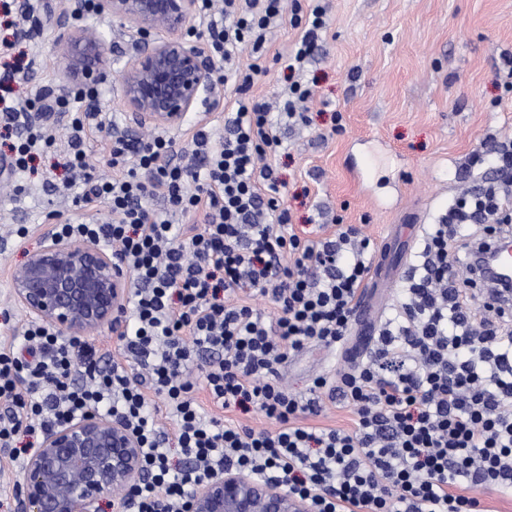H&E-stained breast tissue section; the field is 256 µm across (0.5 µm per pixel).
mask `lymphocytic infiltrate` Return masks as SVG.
<instances>
[{"instance_id": "1", "label": "lymphocytic infiltrate", "mask_w": 512, "mask_h": 512, "mask_svg": "<svg viewBox=\"0 0 512 512\" xmlns=\"http://www.w3.org/2000/svg\"><path fill=\"white\" fill-rule=\"evenodd\" d=\"M282 0H224L207 30L220 80L236 98L224 136L199 133L200 162H175L171 139H115L119 175L93 174L74 120L66 165L80 173L75 203L107 200L111 221L57 225L64 237L110 246L133 274L131 306L120 335L145 376L100 366L81 339L25 325L0 348V446L33 448L39 435L94 410L123 421L143 448L146 480L138 512H181L188 488L235 468L308 499L313 512H484L474 491L512 496V321L505 304L481 301L471 259L491 236L510 237L512 210L495 185L454 199L423 239L413 273L379 343L365 360L316 375L307 396L290 393L283 370L312 346L340 348L370 275V239L359 227L312 238L295 231L284 183L264 163L281 141L278 120H301L312 91L299 81L271 109L250 91L266 71L267 32ZM300 38L289 73L303 72L328 23L327 8L292 16ZM253 61L241 66L240 44ZM158 196L162 207L148 199ZM202 215L185 236L173 215ZM269 297L267 317L254 303ZM218 408L260 412L272 423L255 432L205 416L197 381ZM175 421L161 431L148 393ZM340 398L352 428L313 425L324 398Z\"/></svg>"}]
</instances>
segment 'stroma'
<instances>
[{
  "label": "stroma",
  "instance_id": "stroma-1",
  "mask_svg": "<svg viewBox=\"0 0 512 512\" xmlns=\"http://www.w3.org/2000/svg\"><path fill=\"white\" fill-rule=\"evenodd\" d=\"M329 26L322 50L302 77L312 90L307 123L279 124L283 142L271 162L286 184L295 228L322 225L324 235L338 224H354L374 242L411 213L435 223L469 178L465 166L487 135L512 140V79L501 74L502 53L512 54V0H327ZM57 0H13L11 23L34 29L36 37L18 42L15 56L29 66L20 99L51 96L57 82L59 52L49 30L41 29ZM298 29L289 20L275 24L268 42V71L253 96L276 98L288 87V55ZM97 127L82 137L95 175L109 178L112 133L128 130L131 142L148 139L130 131L117 81L97 89ZM234 97L223 88L202 92L182 127L165 130L178 149L177 159L195 163L193 137L205 129L219 135ZM341 129H334V115ZM52 148L36 156L19 182L28 194L13 202V176L0 177V310L16 326L25 317L11 297L10 270L36 249L49 213L62 221L88 216L105 221L108 204L92 210L75 207L67 190L63 162L71 123L54 131ZM27 225L25 238L13 234ZM326 352L311 349L293 361L285 381L291 393L306 394L311 378L330 372Z\"/></svg>",
  "mask_w": 512,
  "mask_h": 512
}]
</instances>
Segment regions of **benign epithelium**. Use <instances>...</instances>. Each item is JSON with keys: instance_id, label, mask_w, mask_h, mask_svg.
I'll use <instances>...</instances> for the list:
<instances>
[{"instance_id": "benign-epithelium-1", "label": "benign epithelium", "mask_w": 512, "mask_h": 512, "mask_svg": "<svg viewBox=\"0 0 512 512\" xmlns=\"http://www.w3.org/2000/svg\"><path fill=\"white\" fill-rule=\"evenodd\" d=\"M119 25L124 45L79 20L86 10ZM198 0H62L44 25L60 54L56 98L94 90L112 72L106 53L126 58L118 72L121 102L146 130L182 126L202 90L217 85L218 64L187 36L196 29ZM12 297L24 316L67 336L117 331L125 305V277L108 249L78 238L42 233L38 248L10 273ZM145 479L143 450L125 424L88 411L44 434L24 464L17 512H100L107 494L124 512ZM183 512H312L311 504L241 471L195 484Z\"/></svg>"}]
</instances>
